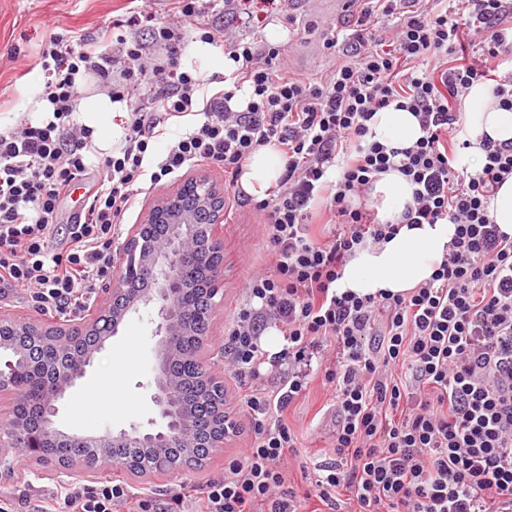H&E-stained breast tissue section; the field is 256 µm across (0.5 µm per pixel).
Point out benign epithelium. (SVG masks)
Listing matches in <instances>:
<instances>
[{
    "label": "benign epithelium",
    "mask_w": 512,
    "mask_h": 512,
    "mask_svg": "<svg viewBox=\"0 0 512 512\" xmlns=\"http://www.w3.org/2000/svg\"><path fill=\"white\" fill-rule=\"evenodd\" d=\"M206 211L211 217L205 239L199 238L201 225L195 212ZM164 219L171 231L161 240L153 236V224ZM224 221V192L217 189L204 174L186 179L183 184L161 195L145 213L139 224L132 225L130 234L121 248L122 263L113 276L112 286L78 323L57 324L40 318L18 319L0 312V331L32 341L39 348L51 349L52 361L42 367V385L34 391L31 400L34 413L40 415L38 427L30 428L11 416L0 426V471H14L16 457L24 452L35 460L45 459V451L59 443L77 448L79 453L68 460L56 462L60 468H76L91 474L96 468L108 464L132 469L146 475L158 465L159 459L139 460L135 457H111L109 448H154L161 450L176 444L192 445V426L187 406L174 403V381L169 363L176 353V337L189 325L183 308L184 265L206 250L213 264L222 265L223 240L216 233ZM149 270L146 287L135 292L127 285L136 279L142 269ZM144 309L156 313L153 347L154 392L151 400L165 424L158 430H144L133 424L127 428H110L99 434H85L67 430L58 421V403L88 374L96 355L106 343L117 336L126 320ZM109 322L107 333L98 329L101 319ZM75 336H93L94 344L80 349ZM29 372L21 347L0 336V395L17 397L20 383Z\"/></svg>",
    "instance_id": "1"
}]
</instances>
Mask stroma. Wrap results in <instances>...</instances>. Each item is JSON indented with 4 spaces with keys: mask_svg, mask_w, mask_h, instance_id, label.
Listing matches in <instances>:
<instances>
[{
    "mask_svg": "<svg viewBox=\"0 0 512 512\" xmlns=\"http://www.w3.org/2000/svg\"><path fill=\"white\" fill-rule=\"evenodd\" d=\"M128 0H0V125L11 127L24 121H38L43 104L38 93L44 82L39 50L49 33L69 29L92 31L102 17L124 14ZM356 12L342 13L320 0H287L282 13L256 27V36L272 42H289L278 66L309 78L326 76L334 59L323 46L327 33L346 32ZM224 240L222 287L212 300L209 335L212 346L204 350L210 370L223 376L229 395L238 389L224 358L217 356L215 343L224 337V324L242 300L246 272L268 267L263 228L251 206L237 205L225 211L219 230ZM152 330L149 315L132 317L119 336L107 342L97 354L83 383L71 389L63 402L61 420L65 427L88 433L136 423L148 425L154 416L151 402ZM326 392L321 380H314L309 392L288 414V423L298 437L300 456L324 460L334 417L326 411ZM246 436L231 437L214 452L201 470H180L164 475L125 476L129 485L156 494L183 484L197 486L224 475V459L245 446ZM107 468L82 475L73 469L50 470L36 461L23 463L14 475L0 478V495L21 501L31 492L51 484L106 480Z\"/></svg>",
    "mask_w": 512,
    "mask_h": 512,
    "instance_id": "1",
    "label": "stroma"
}]
</instances>
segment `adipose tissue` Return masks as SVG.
<instances>
[{
	"instance_id": "1",
	"label": "adipose tissue",
	"mask_w": 512,
	"mask_h": 512,
	"mask_svg": "<svg viewBox=\"0 0 512 512\" xmlns=\"http://www.w3.org/2000/svg\"><path fill=\"white\" fill-rule=\"evenodd\" d=\"M462 107L472 139L512 141V111L499 107L483 84H474L467 91ZM369 128L373 140L390 148L409 147L422 135L412 112L392 106L376 112ZM282 168V158L274 146L259 148L244 163L238 185L254 198H265L267 190L275 187ZM412 190V185L398 171L379 175L371 197L381 222L397 225L398 231L389 240L367 244L355 252L342 269L341 290L360 297L381 290L403 294L434 275L448 251L455 227L422 224L411 228L402 224Z\"/></svg>"
}]
</instances>
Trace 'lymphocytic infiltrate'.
<instances>
[{
	"instance_id": "f902f5d3",
	"label": "lymphocytic infiltrate",
	"mask_w": 512,
	"mask_h": 512,
	"mask_svg": "<svg viewBox=\"0 0 512 512\" xmlns=\"http://www.w3.org/2000/svg\"><path fill=\"white\" fill-rule=\"evenodd\" d=\"M130 2L95 32L50 36L40 52L46 116L0 132V295L31 286L43 312H71L111 275L116 226L141 184L157 188L207 164L233 188L253 152L277 146L280 180L251 202L272 262L247 275L224 326L230 373L247 389L250 440L225 460L223 478L202 487L200 512H302L284 466L297 452L286 417L317 372L335 417L333 458L314 485L324 512H512V237L488 210L512 177V144L473 141L461 112L476 83L512 110V0L438 10L366 0L351 33L326 36L342 59L319 81L276 67L284 43L239 31L277 15L283 0H223L226 24L202 21L199 0H167L162 15L151 0ZM189 24L235 63L230 87L182 65ZM145 27L148 44L137 37ZM466 33L483 63L447 65ZM91 80L130 108L119 148L99 158L98 187L58 250L59 202L84 183L95 150L93 129L74 117ZM392 105L419 120L410 147L367 140L375 112ZM186 116L192 124L160 144ZM475 147L483 164L471 171L462 159ZM392 169L413 187L402 222L454 225L449 250L410 292L340 291L347 259L398 230L368 198ZM322 218L332 230L320 239L311 228ZM271 327L285 343L270 355L261 338ZM192 499L184 486L137 500L123 482H74L40 495L30 512H184Z\"/></svg>"
}]
</instances>
